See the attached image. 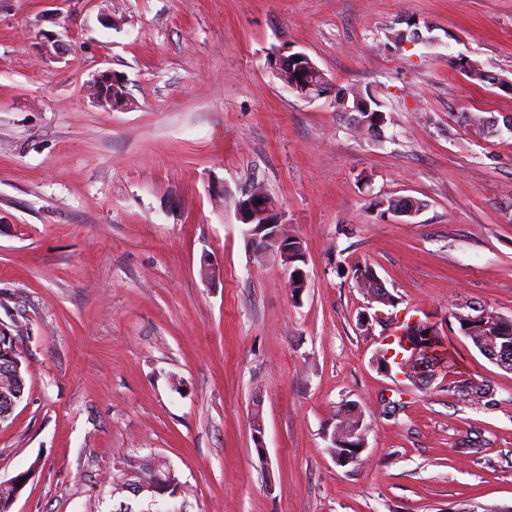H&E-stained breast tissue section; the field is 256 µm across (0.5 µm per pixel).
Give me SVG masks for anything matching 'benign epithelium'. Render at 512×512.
Instances as JSON below:
<instances>
[{"mask_svg": "<svg viewBox=\"0 0 512 512\" xmlns=\"http://www.w3.org/2000/svg\"><path fill=\"white\" fill-rule=\"evenodd\" d=\"M297 56L301 58V62L305 63V67L309 71L321 73V69L306 53H294L290 49L274 50L268 63L284 87L297 97L312 101L326 96L331 91V87L325 79L317 83L300 85L288 82L283 68L295 63ZM89 87L96 101L109 112L131 107L126 96L123 77L110 69L97 72ZM369 111V106L357 104L345 109L342 116L348 125L369 135L379 136L386 123L385 115L381 113L374 117L369 115ZM244 195L247 196V201L237 210L239 222L252 225L255 218L260 217L262 221L259 227L266 231L264 235L258 233L249 236L254 252L260 258L274 255L282 261L286 268L291 269L288 255L297 249H302L301 240L289 236L284 231L280 209L264 187L259 184L253 185L245 189ZM354 280L370 301L386 306L394 303L392 295L376 272L363 275L358 271L354 274ZM421 330L422 326L412 320L409 323V329L397 331V335L400 336V344L406 353L398 354L395 361L400 363L399 369L404 378L416 386L431 384L437 376L438 369L447 363V354L444 353V349L421 345L418 339ZM480 348L482 353L494 363L500 366L512 365V357L506 350L499 347L497 341L482 343ZM22 357L20 334L0 324V378L7 380V383L0 384V418L13 413L23 399L25 386L15 384L14 379V371L20 368V358ZM345 411L348 425L340 426L333 431L335 444L340 448L354 447L362 451L366 448L364 415L354 404L345 407ZM121 489L136 497L142 496L153 501L165 496L172 498L179 492V489L159 478L128 482L121 486Z\"/></svg>", "mask_w": 512, "mask_h": 512, "instance_id": "7a95c632", "label": "benign epithelium"}]
</instances>
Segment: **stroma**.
I'll return each mask as SVG.
<instances>
[{"instance_id": "stroma-1", "label": "stroma", "mask_w": 512, "mask_h": 512, "mask_svg": "<svg viewBox=\"0 0 512 512\" xmlns=\"http://www.w3.org/2000/svg\"><path fill=\"white\" fill-rule=\"evenodd\" d=\"M411 22L425 40L396 41ZM275 47L373 90L383 139L333 97L285 90ZM108 68L130 109L90 97ZM501 78L512 0H0V323L27 364L0 482L30 475L10 512H147L117 488L131 455L178 473L160 512L512 506V371L453 318L466 302L512 317V133L485 125L512 113ZM254 181L303 242L300 301L237 219ZM406 195L425 209L388 213ZM205 258L219 279L202 280ZM358 262L396 300L382 314L437 324L490 401L449 393L444 371L418 387L379 369ZM349 403L366 447L342 466L327 436Z\"/></svg>"}]
</instances>
